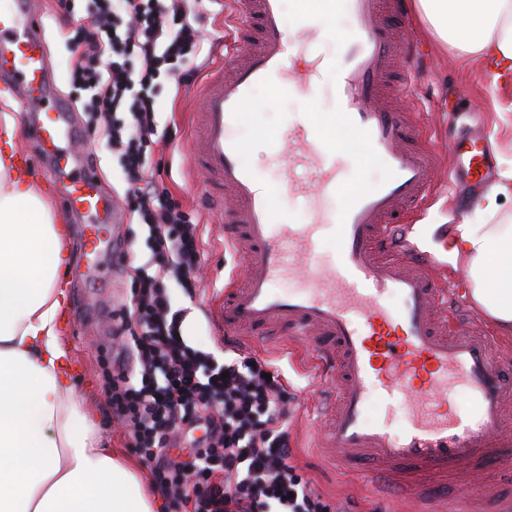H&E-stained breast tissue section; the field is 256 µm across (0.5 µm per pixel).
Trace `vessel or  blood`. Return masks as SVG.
<instances>
[{"instance_id": "1", "label": "vessel or blood", "mask_w": 512, "mask_h": 512, "mask_svg": "<svg viewBox=\"0 0 512 512\" xmlns=\"http://www.w3.org/2000/svg\"><path fill=\"white\" fill-rule=\"evenodd\" d=\"M236 2L238 47L228 70L212 73L200 89L204 107L193 141L208 185L222 193L227 237L248 269L245 277L225 280L212 305L214 321L244 344L278 328L304 337L323 364L320 379L336 385L325 410V446L367 471L387 493L426 505L446 494L465 467L490 461L512 482V355L455 290L441 287L438 257L420 249L405 222L435 186L437 155L412 113L385 102L409 90L395 62L414 70L408 42L394 36L393 5L337 0L354 25L344 36V54L333 60L310 52L320 29L306 26L301 39L288 35L280 0ZM45 45L29 0L0 7V85L14 92L23 112L36 115L22 135L39 152L18 153L16 162L26 167L41 161L62 184L66 206L96 216V224L78 228L82 260L107 246L122 255V239L102 235L121 219L96 168L73 149L80 132L69 105L52 96L55 78ZM297 56L304 60L299 71L292 66ZM327 70L339 74L332 117L303 113L284 141L271 146L272 161L285 172L284 188L308 205V223L292 224L274 209L268 184L241 164V145L229 130L255 86L310 99ZM337 123L362 136L388 177L352 193L334 213L327 201L344 190L342 159L331 137ZM448 151L455 176L472 189L483 187L491 173L484 136H462ZM326 230L338 250L323 264L318 249ZM299 271L305 278L300 288L277 290V282ZM392 296L398 308L386 306ZM458 387L475 405L467 420L457 418L448 402ZM375 391L401 403V428L365 421L364 406Z\"/></svg>"}]
</instances>
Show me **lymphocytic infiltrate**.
Masks as SVG:
<instances>
[{
	"mask_svg": "<svg viewBox=\"0 0 512 512\" xmlns=\"http://www.w3.org/2000/svg\"><path fill=\"white\" fill-rule=\"evenodd\" d=\"M188 0H84L69 77L89 92V124L104 131L126 174L124 199L149 227L154 274L139 278L121 321L131 366L105 376L115 417L151 468L174 512H352L298 473L288 436L290 396L268 362L241 354L218 362L181 337L184 310L172 286L190 290L204 255L197 225L164 202L142 150L157 133L159 76L182 82L202 50L201 14ZM128 112L121 124L112 115ZM203 438L180 448L183 433Z\"/></svg>",
	"mask_w": 512,
	"mask_h": 512,
	"instance_id": "lymphocytic-infiltrate-1",
	"label": "lymphocytic infiltrate"
}]
</instances>
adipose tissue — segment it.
Listing matches in <instances>:
<instances>
[{"label":"adipose tissue","instance_id":"obj_1","mask_svg":"<svg viewBox=\"0 0 512 512\" xmlns=\"http://www.w3.org/2000/svg\"><path fill=\"white\" fill-rule=\"evenodd\" d=\"M441 41L512 72V0H416ZM474 216L452 225L467 293L512 335V150ZM70 248L35 177L0 153V512H156L132 465L104 447L71 385L61 272Z\"/></svg>","mask_w":512,"mask_h":512}]
</instances>
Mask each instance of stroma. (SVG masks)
<instances>
[{
    "label": "stroma",
    "mask_w": 512,
    "mask_h": 512,
    "mask_svg": "<svg viewBox=\"0 0 512 512\" xmlns=\"http://www.w3.org/2000/svg\"><path fill=\"white\" fill-rule=\"evenodd\" d=\"M35 4L46 28L48 54L56 69L57 93L62 99L72 101L74 90L68 80L70 32L83 20L84 5L82 0H77L74 13L69 14L59 7L57 0H35ZM200 9L205 16L202 27L205 44L198 59L201 66L198 77L203 80L225 62L226 45L232 33L233 4L231 0H202ZM404 22L412 40L411 50L420 54L422 61L413 77L417 95L408 101L407 107L436 139L439 165L437 190L413 221L426 229L434 224H459L469 214L459 204L467 196L468 186L462 181L455 184L449 181L453 160L448 144L465 132L486 128L490 129L492 139L504 140V130L494 125V112L496 107L512 106V83L482 84L477 78L482 61L458 56L429 31L415 9H406ZM335 80V72H324L316 86L317 100L310 104L286 93L274 94L267 87H257L233 128L242 146V163L257 170L275 187L273 207L295 224L308 221L303 200L281 190L283 173L269 160L258 136L285 134L302 112H329V94ZM156 109L157 134L145 148V166L178 202L187 221L198 225L203 240L204 257L195 274V292L189 295L182 288H174V301L187 313L183 326L187 341L220 357L224 348L209 306L213 295L223 286L225 275L239 268L241 261L226 245L216 205L211 200L213 191L198 175L196 161L188 153L193 135L192 116L200 112L201 102L192 84L177 88L163 78L156 88ZM81 147L89 162L99 170L105 191L114 199H121L125 184L118 156L109 151L98 133L86 135ZM119 234L133 248L125 273L113 277L110 256L104 252L98 257L97 278L68 288L69 320L65 339L77 366V392L86 407L96 413L103 439L130 459L134 453L126 428L112 413L104 367L121 345L116 331L130 305L132 281L153 274L155 268L150 232L138 215L125 212ZM247 351L272 361L288 381L291 395L288 430L294 462L301 474L332 500L353 502L354 512H412V503L382 496L361 473L334 468L330 463L332 449L315 447V431L324 423L320 403L328 392L319 387L300 355L290 347L266 342L261 335L256 336ZM511 492L512 486L501 479L496 465L486 463L479 467L477 475L458 478L449 488L448 498L458 502L464 512H496L499 501Z\"/></svg>",
    "instance_id": "obj_1"
}]
</instances>
